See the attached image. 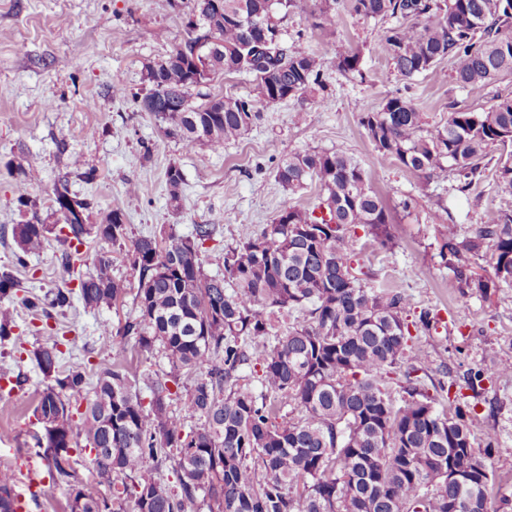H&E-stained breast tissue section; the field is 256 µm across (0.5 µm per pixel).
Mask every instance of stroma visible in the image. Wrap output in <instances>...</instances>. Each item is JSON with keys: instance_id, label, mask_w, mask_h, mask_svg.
<instances>
[{"instance_id": "obj_1", "label": "stroma", "mask_w": 512, "mask_h": 512, "mask_svg": "<svg viewBox=\"0 0 512 512\" xmlns=\"http://www.w3.org/2000/svg\"><path fill=\"white\" fill-rule=\"evenodd\" d=\"M312 0H301L282 24L287 47L330 58L337 45L362 51L366 81L350 80L324 67L319 98H292L271 110H261L252 129L241 139L214 151L207 145L187 148L164 134L165 124L141 111L148 65L165 59L186 35L187 19L171 0H0V269L19 282L14 293L0 297V316L14 323V334L0 343V375L24 373L26 382L0 390V471L13 478L19 512H69L70 488L56 482L42 448L35 441L42 427L33 410L42 376L35 351L47 341L38 316L22 302L27 292L43 295L71 281L60 264L61 244L48 238L43 250L18 266L15 225L39 214L54 224L53 188L68 176L72 195L89 202L90 223L111 210L125 216L128 239L159 235L168 226L187 234L196 224H216L220 231L202 248L206 273L224 270V252L236 246L243 230H262L288 206L311 208L316 187L291 193L275 179V170L289 154L306 149L339 151L357 159L368 171L374 190L389 203L415 197L413 213L392 226L393 249L380 248L360 236L355 252L372 273V288H395L407 295V321L421 309L438 314L434 328L413 332L410 344L428 356L423 393L437 406L459 400L476 413L475 431L493 430L497 442L489 464L495 482L489 493L490 512H512V372L495 374L502 362L512 363V287L485 296L454 288L441 263L439 227L429 214L444 202L462 234L482 223L488 209L512 210V197L496 192L495 172L460 192L454 179L424 184L417 174L382 160L359 122L363 110H379L385 99L400 93L426 112L432 125L443 124L450 106L479 112L496 97L512 96V79L494 83L476 98L456 84L450 62L429 73L404 80L388 60L383 34L391 20L364 21L339 13L326 29H311L306 16ZM121 83H114V76ZM95 169L94 180L70 175L71 155ZM179 166L184 184L171 198L165 171ZM35 167L38 179L24 180L21 171ZM140 190L132 194L129 184ZM27 206H20L18 197ZM134 312L132 297L91 313L75 306L55 313L68 339L62 369L84 367L95 377L111 366L102 350L104 327H120ZM126 365L133 392L150 401L151 387L167 370L159 355L141 351L129 338ZM491 369L481 393L462 388L472 369ZM450 385L437 390L438 382Z\"/></svg>"}]
</instances>
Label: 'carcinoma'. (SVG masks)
Instances as JSON below:
<instances>
[{"instance_id":"obj_1","label":"carcinoma","mask_w":512,"mask_h":512,"mask_svg":"<svg viewBox=\"0 0 512 512\" xmlns=\"http://www.w3.org/2000/svg\"><path fill=\"white\" fill-rule=\"evenodd\" d=\"M208 0H188L190 15H208L212 35L224 48L223 64L208 73L193 69L198 37L187 23L177 53L144 73L148 92L142 110L166 122L165 135L187 147L212 150L245 136L257 118L255 103L276 108L318 84L329 64L345 76L363 75L360 49L340 46L330 61L312 52L284 48L272 67L248 60L253 33L242 20L261 21L271 40L283 43L281 23L297 0H223L224 12L206 13ZM363 19L394 18L384 34L393 69L403 78L434 70L448 59L454 78L472 96L512 78V0H315L311 28L322 29L339 9ZM255 77L257 99L215 96L193 103L192 90L218 75ZM359 121L377 154L430 181L452 171L464 191L481 181L496 162L498 192L512 196V98H498L482 112L458 110L445 123L429 118L412 101L395 94ZM275 179L291 193L316 184V210L284 208L259 233L245 230L224 255V273L209 275L201 258L204 243L218 224H196L189 235L170 229L126 243L124 215L114 209L98 224L86 223L89 203L73 197L68 176L54 187L53 202L69 198L75 208L46 224L38 214L13 229L17 263L39 252L47 235L63 246L61 265L71 270L83 259L80 247L93 237L124 253L139 272L137 288L114 274L110 252H99L76 288L63 285L41 297L24 299L45 320L78 300L90 311L110 308L131 290L135 311L111 337L112 366L86 388V375L71 369L60 376L61 340L34 352L44 387L35 408L49 425L44 452L59 482L72 488V455L61 462L57 449L94 450L91 464L111 498H71L70 512H124L134 499L136 512H488L493 472L474 448L470 411L457 403L439 410L420 390L418 371L427 354L408 345L409 326L428 332L435 315L426 309L408 324L405 294L366 286L370 271H354L351 256L356 229L383 247L393 245L392 209L373 190L368 172L343 152L303 150L284 159ZM172 198L183 184L181 169L165 172ZM441 262L453 287L482 294L512 287V211L490 210L467 236L443 218ZM490 259L493 276L474 272V261ZM288 315V333L274 332L273 321ZM165 359L167 377L180 385L194 374L181 412L166 405L170 390L156 382L144 405L132 393L125 366L127 338ZM262 367L260 392L239 382L242 365ZM404 364L408 399L395 406L385 383ZM85 402L74 419L66 392ZM288 420L273 422L282 405ZM174 462L180 493H172L148 468ZM0 512H16L12 478L0 473Z\"/></svg>"}]
</instances>
